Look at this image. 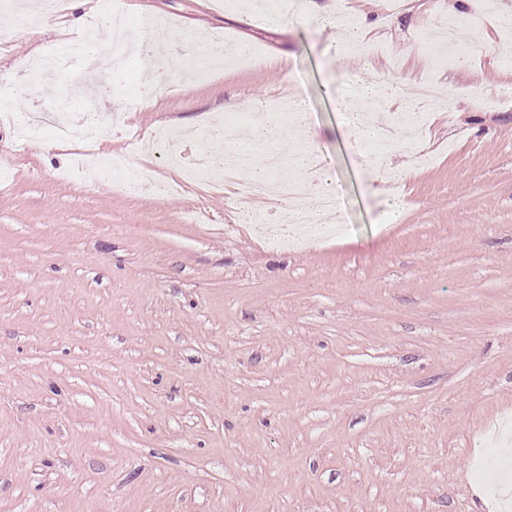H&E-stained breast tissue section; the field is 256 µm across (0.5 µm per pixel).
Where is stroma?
Listing matches in <instances>:
<instances>
[{
    "mask_svg": "<svg viewBox=\"0 0 512 512\" xmlns=\"http://www.w3.org/2000/svg\"><path fill=\"white\" fill-rule=\"evenodd\" d=\"M116 1L0 22V109L48 118L20 144L0 123V512H494L479 440L512 416V0H469L491 43L464 68L418 50L425 33L447 42L449 0H402L361 69L248 0H120L256 55L195 76L181 41L158 49L180 90L128 106L103 151L147 198L94 165L63 179L74 149L51 126L121 104L144 70L113 76L108 46L94 71L31 70ZM400 69L437 89L398 134L430 158L396 151L407 177L380 191L336 83ZM295 94L344 228L285 248L231 187L174 189L166 157L218 153L203 130Z\"/></svg>",
    "mask_w": 512,
    "mask_h": 512,
    "instance_id": "stroma-1",
    "label": "stroma"
}]
</instances>
